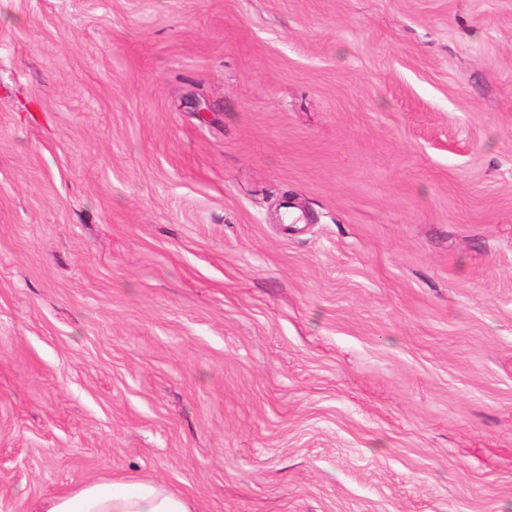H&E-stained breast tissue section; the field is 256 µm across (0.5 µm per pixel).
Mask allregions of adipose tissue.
<instances>
[{
  "instance_id": "1",
  "label": "adipose tissue",
  "mask_w": 512,
  "mask_h": 512,
  "mask_svg": "<svg viewBox=\"0 0 512 512\" xmlns=\"http://www.w3.org/2000/svg\"><path fill=\"white\" fill-rule=\"evenodd\" d=\"M38 512H191L187 500L152 480L90 482L44 500Z\"/></svg>"
}]
</instances>
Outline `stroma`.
Returning a JSON list of instances; mask_svg holds the SVG:
<instances>
[{"label":"stroma","instance_id":"1","mask_svg":"<svg viewBox=\"0 0 512 512\" xmlns=\"http://www.w3.org/2000/svg\"><path fill=\"white\" fill-rule=\"evenodd\" d=\"M512 512V0H0V512ZM37 512H191L187 500L153 480L90 482L44 500Z\"/></svg>","mask_w":512,"mask_h":512}]
</instances>
